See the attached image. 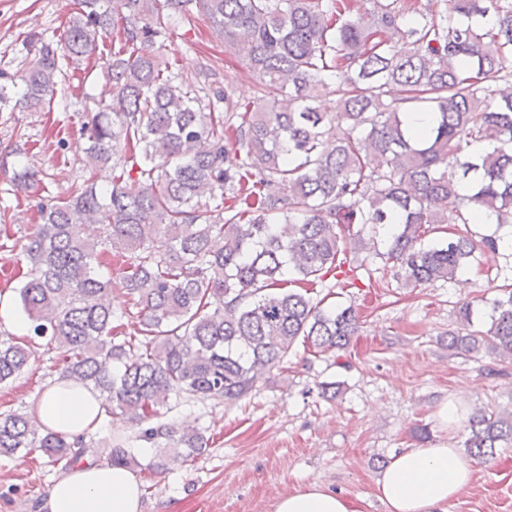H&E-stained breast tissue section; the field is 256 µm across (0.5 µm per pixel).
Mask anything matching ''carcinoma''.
<instances>
[{"label":"carcinoma","mask_w":512,"mask_h":512,"mask_svg":"<svg viewBox=\"0 0 512 512\" xmlns=\"http://www.w3.org/2000/svg\"><path fill=\"white\" fill-rule=\"evenodd\" d=\"M77 2L59 39L26 42V70L0 72V111L51 109L63 65L116 35L127 56L103 62L112 102L82 124L87 167L115 175L41 205L21 247L30 274L14 287L30 337L0 340V385L46 338L62 350V377L136 426L174 395L232 403L297 342L316 353L349 344L355 308L300 292L343 273L337 227L359 225L361 246L413 288L451 281L475 254L497 252L494 232L423 239L448 222L512 223V0H442L425 13L408 0H126L119 19L107 0ZM172 11L219 29L258 79L252 101L236 100L229 82L189 89L168 70L156 45ZM333 81L340 98L328 110L318 92ZM411 112L433 121L417 129ZM342 124L346 135L326 150ZM12 182L27 191L36 174L21 164ZM450 200L461 205L452 219ZM84 223L103 236L83 237ZM108 253L125 258L121 294L138 309V345L118 339L112 275L101 271ZM489 319L477 336L450 333L448 347L511 357L512 291L490 303ZM468 427L471 457L492 459L512 443V411H477ZM139 438L156 444L151 471L169 451L193 460L207 446L190 425L151 426ZM20 450L70 464L86 446L29 413L0 414V457ZM110 462L141 466L120 447Z\"/></svg>","instance_id":"cac0c4a2"}]
</instances>
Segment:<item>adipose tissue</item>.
I'll return each instance as SVG.
<instances>
[{
  "label": "adipose tissue",
  "instance_id": "1",
  "mask_svg": "<svg viewBox=\"0 0 512 512\" xmlns=\"http://www.w3.org/2000/svg\"><path fill=\"white\" fill-rule=\"evenodd\" d=\"M33 414L52 431L76 439L98 429L102 418L96 393L70 380L50 384ZM472 463L447 440L393 455L375 480L386 512H448V504L471 484ZM143 484L125 467L79 462L51 485L39 512H142ZM273 512H360L343 493L310 482L274 503Z\"/></svg>",
  "mask_w": 512,
  "mask_h": 512
}]
</instances>
